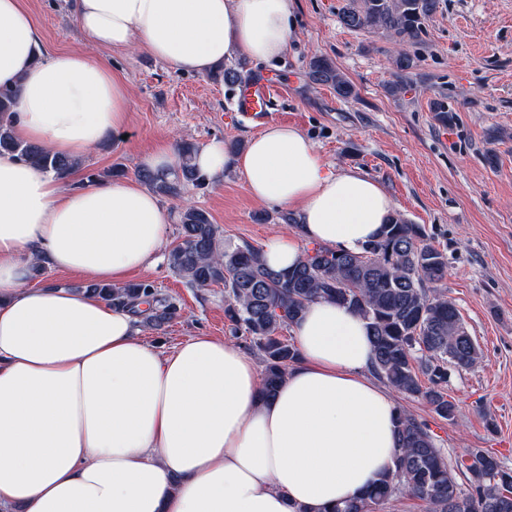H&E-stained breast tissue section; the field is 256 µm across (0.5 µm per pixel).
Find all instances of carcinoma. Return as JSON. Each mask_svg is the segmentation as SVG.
Masks as SVG:
<instances>
[{"label":"carcinoma","instance_id":"1","mask_svg":"<svg viewBox=\"0 0 512 512\" xmlns=\"http://www.w3.org/2000/svg\"><path fill=\"white\" fill-rule=\"evenodd\" d=\"M439 0H348L340 22L352 30H383L401 44L420 39ZM417 58L405 50L393 60L395 80L387 90L402 94ZM308 76L332 87L343 99L356 96L353 84L325 56L309 61ZM215 82L242 81V71L220 64L210 73ZM17 90L0 88V152L16 155L64 179L79 161L17 138L13 114ZM198 145L178 144L179 163L173 177H158L140 169L136 176L152 192L177 198L181 188H203L208 178L194 164ZM179 242L169 249V268L193 288H224V313L245 346L264 366L266 392H273L297 349L280 332L303 313L307 304L334 300L357 310L369 324L374 348L372 373L394 391L425 403L445 421L456 417L448 398L454 370L474 367L481 351L466 331L456 305L439 284L448 273V258L429 242L423 227L394 214L379 236L355 251L316 245L297 265L275 270L261 251L250 245H224L217 225L198 207L179 213ZM91 291L145 317L160 328L177 313L172 298L146 282L121 287L96 285ZM401 454L395 471L381 478L366 494L329 512H376L398 497L423 502L425 512H512V465L487 448H472L467 456L448 458L429 427L403 410L397 419Z\"/></svg>","mask_w":512,"mask_h":512}]
</instances>
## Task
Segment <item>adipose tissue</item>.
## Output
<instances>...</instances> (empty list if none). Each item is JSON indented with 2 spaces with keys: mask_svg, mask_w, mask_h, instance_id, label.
<instances>
[{
  "mask_svg": "<svg viewBox=\"0 0 512 512\" xmlns=\"http://www.w3.org/2000/svg\"><path fill=\"white\" fill-rule=\"evenodd\" d=\"M87 44L142 48L196 75L295 39L291 0H71ZM22 0H0V85L14 132L80 158L126 122L129 93L92 55L38 57ZM196 166L234 170L290 208L261 249L277 270L306 244L358 249L394 207L357 169L335 171L297 128L267 125L243 152L212 141ZM173 214L137 181L89 186L0 153V512H329L361 498L400 453L399 403L373 376L366 320L330 300L291 327L299 359L272 396L255 358L207 335L164 350L131 312L39 285L35 267L124 285L161 260Z\"/></svg>",
  "mask_w": 512,
  "mask_h": 512,
  "instance_id": "adipose-tissue-1",
  "label": "adipose tissue"
}]
</instances>
